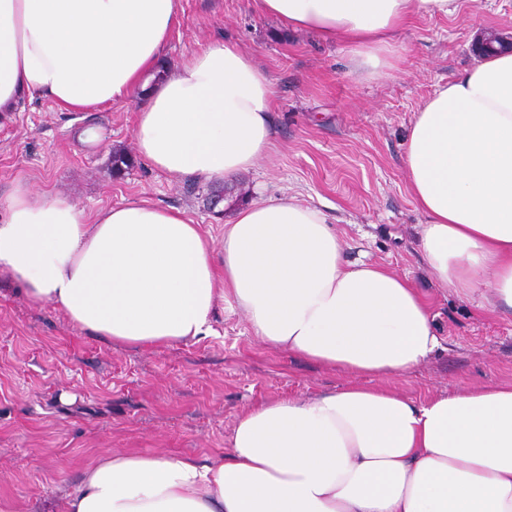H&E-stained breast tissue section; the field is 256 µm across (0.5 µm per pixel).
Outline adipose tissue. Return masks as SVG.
<instances>
[{
    "label": "adipose tissue",
    "mask_w": 512,
    "mask_h": 512,
    "mask_svg": "<svg viewBox=\"0 0 512 512\" xmlns=\"http://www.w3.org/2000/svg\"><path fill=\"white\" fill-rule=\"evenodd\" d=\"M291 30L386 67L397 34L456 0H256ZM180 0H0V113L45 96L93 112L154 89L138 153L170 177L236 182L276 146L269 79L215 42L165 73ZM424 215L417 250L441 287L512 311V53L438 85L403 161ZM0 270L113 344L212 335L228 302L267 346L389 379L438 347L435 316L405 276L346 262L325 212L297 197L236 207L222 248L180 209L146 200L94 214L22 186L0 219ZM68 512H512V384L421 402L351 383L258 405L223 454H115L86 469Z\"/></svg>",
    "instance_id": "ef3b65f1"
}]
</instances>
